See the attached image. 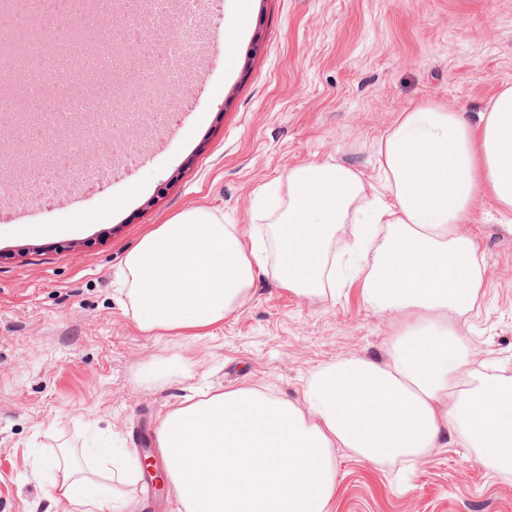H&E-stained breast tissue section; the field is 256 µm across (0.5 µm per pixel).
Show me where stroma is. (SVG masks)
<instances>
[{
  "label": "stroma",
  "mask_w": 512,
  "mask_h": 512,
  "mask_svg": "<svg viewBox=\"0 0 512 512\" xmlns=\"http://www.w3.org/2000/svg\"><path fill=\"white\" fill-rule=\"evenodd\" d=\"M245 17L241 31L228 27ZM194 39L206 84L144 137V158L76 179L25 208L27 232L0 222V506L63 512L47 495L62 449L130 461L155 447L164 412L241 385L301 399L313 370L381 360L395 320L362 283L311 301L258 274L245 303L206 336L144 333L122 289L125 256L194 208L251 226L268 184L310 163L359 170L379 189L376 147L401 113L445 105L478 118L512 85V0H202ZM121 207H113V200ZM467 233L484 286L460 318L475 361L512 369V222L484 199ZM332 512H512V478L452 436L409 471L335 451ZM124 512H179L139 477Z\"/></svg>",
  "instance_id": "stroma-1"
}]
</instances>
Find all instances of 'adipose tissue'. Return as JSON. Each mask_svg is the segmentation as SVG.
<instances>
[{"label": "adipose tissue", "mask_w": 512, "mask_h": 512, "mask_svg": "<svg viewBox=\"0 0 512 512\" xmlns=\"http://www.w3.org/2000/svg\"><path fill=\"white\" fill-rule=\"evenodd\" d=\"M377 155L384 194L368 193L356 168L309 164L289 171L276 207L256 206L252 237L191 210L127 254L131 313L149 334L222 322L260 270L319 300L349 275L370 307L401 316L384 362L316 369L300 401L242 386L161 415L158 446L183 512H330L336 449L411 462L456 432L478 462L512 474V378L477 372L455 322L483 286L465 224L486 196L512 216V86L475 124L439 105L402 113ZM54 466L48 494L65 512H102L98 471L66 452Z\"/></svg>", "instance_id": "adipose-tissue-1"}]
</instances>
